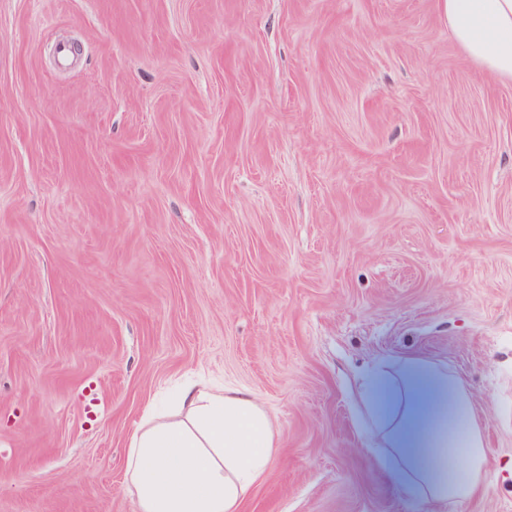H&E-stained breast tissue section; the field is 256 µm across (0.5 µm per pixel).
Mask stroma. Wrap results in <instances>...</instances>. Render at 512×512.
<instances>
[{
    "label": "stroma",
    "mask_w": 512,
    "mask_h": 512,
    "mask_svg": "<svg viewBox=\"0 0 512 512\" xmlns=\"http://www.w3.org/2000/svg\"><path fill=\"white\" fill-rule=\"evenodd\" d=\"M412 355L512 512V83L442 0H0V512H138L197 382L276 420L242 512H425L358 404Z\"/></svg>",
    "instance_id": "stroma-1"
}]
</instances>
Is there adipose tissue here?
I'll return each mask as SVG.
<instances>
[{"mask_svg": "<svg viewBox=\"0 0 512 512\" xmlns=\"http://www.w3.org/2000/svg\"><path fill=\"white\" fill-rule=\"evenodd\" d=\"M448 30L473 63L512 82V0H444ZM361 399L383 411L382 440L399 455L405 497L428 512H450L478 497L486 443L472 399L456 379L427 363H408L399 384L375 376ZM272 418L246 389H185L176 412L149 418L126 451L139 512H240L275 448ZM467 478L448 473L455 457Z\"/></svg>", "mask_w": 512, "mask_h": 512, "instance_id": "1", "label": "adipose tissue"}]
</instances>
